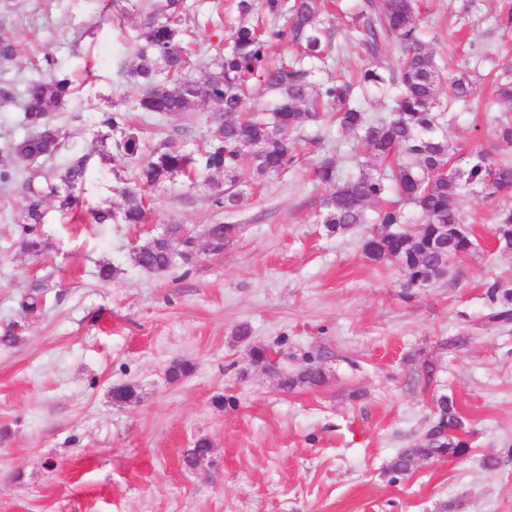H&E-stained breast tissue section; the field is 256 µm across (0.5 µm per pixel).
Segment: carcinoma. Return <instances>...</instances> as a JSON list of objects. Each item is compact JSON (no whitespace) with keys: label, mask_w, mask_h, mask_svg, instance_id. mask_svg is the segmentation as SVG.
I'll use <instances>...</instances> for the list:
<instances>
[{"label":"carcinoma","mask_w":512,"mask_h":512,"mask_svg":"<svg viewBox=\"0 0 512 512\" xmlns=\"http://www.w3.org/2000/svg\"><path fill=\"white\" fill-rule=\"evenodd\" d=\"M317 0H262V15L254 16L253 0H236L239 21L217 66L204 69L200 79H189L186 72L196 65L182 46L176 28L177 13L185 8L183 0H152L135 36L138 64L128 84L132 111L151 112L158 116L183 112L198 100L208 101L213 111L224 113V143L212 139L196 152L166 146L149 154L141 162L135 180L116 188L123 200L121 220L124 224H144L148 204L141 193L143 185H159L181 176L188 181L204 175L218 186L224 180L230 187L219 192L217 206L231 209L239 193L233 187L241 182L242 148L254 149L250 179L261 181L288 169L295 161L296 134L309 124L336 123L339 134L359 138L371 156L389 164L379 175L343 171L337 160L317 139L319 152L314 166L317 180L327 194L322 200L327 232L341 234L358 224L373 222L379 229L362 241V251L374 262L394 261L404 272V287L424 281L434 282L448 276V257L468 251L472 241L452 203L460 181L478 184L489 195L505 200L498 215L495 234L498 239H512V159L491 162L481 156L467 170H439L450 163L451 145L440 128L443 103L438 97L441 84L450 83L453 99L470 101L474 82L467 72L451 74L439 64L432 51L417 33L416 0H366L348 38L354 39L370 58V64L355 82L350 80L317 84L313 81V64L323 63L331 55L332 34L325 31ZM397 41L402 60L391 69L384 61L385 40ZM292 44L297 54L290 62L271 65L267 57L269 44ZM67 78L35 79L24 90L26 126L29 132L9 147L18 160L33 161L55 153L61 146V132L48 121L47 114L65 104L70 95ZM273 93L276 105L263 116L247 112L248 102L256 91ZM371 91L391 97L388 116L376 121L354 104L358 94ZM115 160L132 159L144 153L136 128L126 127L116 143ZM87 160L80 157L70 163L57 179L74 187L83 182ZM55 192V184L39 186L28 182L27 217L21 245L33 256L46 250L37 225L41 224V195ZM394 194L396 201L387 196ZM378 205L375 218L368 217L365 206ZM416 210L419 224L409 231L392 227L405 223L400 204ZM181 225L168 227V238L157 237L138 246L133 263L157 272L169 269L175 260L188 264L193 259L190 242L174 253ZM239 233L236 224H214L210 251L218 254ZM488 297L495 304L488 321L495 325L512 324V289L493 283ZM44 306L43 291L35 283L21 300L22 311L34 316ZM326 381L322 367L307 359L293 374H282L279 385L290 391L299 385L320 386ZM467 420L454 398L444 394L436 400L434 420L424 440L397 456L392 472L406 474L417 461L448 457L460 458L470 452ZM211 453V442L194 441L186 450L184 464L194 468Z\"/></svg>","instance_id":"obj_1"}]
</instances>
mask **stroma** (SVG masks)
<instances>
[{"mask_svg": "<svg viewBox=\"0 0 512 512\" xmlns=\"http://www.w3.org/2000/svg\"><path fill=\"white\" fill-rule=\"evenodd\" d=\"M186 2L178 28L196 60L211 61L237 17L225 0ZM359 3L339 0L340 50L316 69L317 82L366 68L361 47L344 39ZM511 6L419 0V34L437 60L477 76L475 100L444 114L455 167L502 156L512 104H494L492 81L512 72V25L503 23ZM142 21L127 0H0V35L14 44L12 57L0 58V172L8 175L0 181V329L24 326L13 346L0 345V512H447L451 503L457 512H512V457L494 470L483 465L512 447V329L485 324L489 286L512 289V250L496 243L500 199L477 185L458 190L454 206L473 246L454 257L447 278L410 294L396 263L363 254L369 225L326 231L312 140L322 137L339 159L366 149L324 127L302 130L287 175L242 183L232 209L216 205L205 177H178L143 188L147 223H94L96 210H122L116 188L138 168L113 161L104 114H128L149 152L197 150L218 124L205 101L166 118L131 111L129 38ZM482 51L490 59L478 60ZM48 54L75 90L50 114L64 140L39 166L53 174L82 156L88 165L72 190L73 213L43 200L48 248L32 257L20 247L28 169L5 147L26 133L22 92ZM170 224L196 236L192 263L161 273L136 267L133 249ZM213 224L241 227L218 254L204 238ZM102 262L117 269L106 284ZM37 280L46 308L30 319L19 302ZM243 324L250 339L239 342ZM254 345L272 352L276 372L253 363ZM309 358L325 383L283 391L277 373ZM176 362L192 370L173 382ZM126 384L137 400L113 401V387ZM443 394L469 421L470 453L393 473ZM200 437L212 452L187 468L183 454Z\"/></svg>", "mask_w": 512, "mask_h": 512, "instance_id": "stroma-1", "label": "stroma"}]
</instances>
